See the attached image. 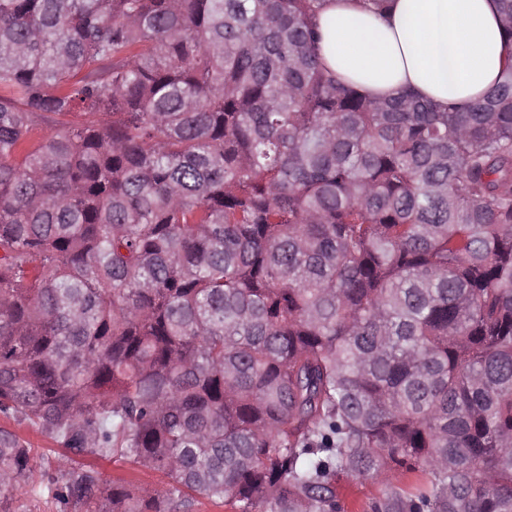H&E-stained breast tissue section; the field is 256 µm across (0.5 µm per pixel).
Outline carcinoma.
Wrapping results in <instances>:
<instances>
[{
    "instance_id": "1",
    "label": "carcinoma",
    "mask_w": 512,
    "mask_h": 512,
    "mask_svg": "<svg viewBox=\"0 0 512 512\" xmlns=\"http://www.w3.org/2000/svg\"><path fill=\"white\" fill-rule=\"evenodd\" d=\"M321 2L0 0V414L167 479L0 428V512H512V57L371 99ZM1 427H5L16 432L19 437L30 445V448H35L39 459L44 458V461L46 463L48 462L51 466H69L70 461L63 456V450L59 448L46 434L41 433L32 427H28L26 424H18L13 419L5 418L0 415V428ZM80 462L94 467L100 473L102 479L109 485H112V483L116 485L132 483L156 490L162 489L166 482V478L162 474L136 467L119 458H87ZM382 484L372 478H344L338 488L344 512H364L365 502L378 495ZM9 507L14 512H60L59 504L47 489L36 494L30 492V487L20 490Z\"/></svg>"
}]
</instances>
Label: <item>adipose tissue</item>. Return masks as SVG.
<instances>
[{
  "label": "adipose tissue",
  "mask_w": 512,
  "mask_h": 512,
  "mask_svg": "<svg viewBox=\"0 0 512 512\" xmlns=\"http://www.w3.org/2000/svg\"><path fill=\"white\" fill-rule=\"evenodd\" d=\"M316 24L323 63L371 98L472 103L507 55L496 0H323Z\"/></svg>",
  "instance_id": "obj_1"
}]
</instances>
